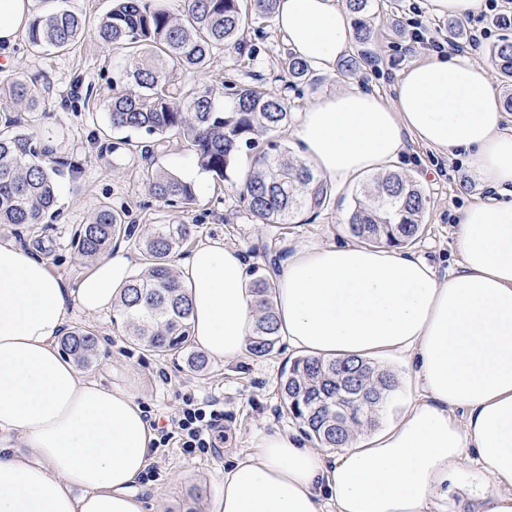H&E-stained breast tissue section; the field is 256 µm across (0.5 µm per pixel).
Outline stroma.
<instances>
[{
	"label": "stroma",
	"instance_id": "stroma-1",
	"mask_svg": "<svg viewBox=\"0 0 512 512\" xmlns=\"http://www.w3.org/2000/svg\"><path fill=\"white\" fill-rule=\"evenodd\" d=\"M377 36L370 45L353 44L352 55H366L361 71L351 77L317 73L315 81L287 90L294 114H301L318 97L352 87L391 99L393 87L414 64L432 56L430 47L408 51L416 24L428 25L439 37H447L449 25L463 27L464 19L449 21L433 15L429 0H378ZM68 9L80 15L86 30L66 52L31 50L26 32H19L12 47L0 46V81L32 77L47 86L49 94L36 112L0 106L44 134L52 150L51 164L63 165L67 177L59 191V215L51 224L0 227V239L12 240L43 259L53 275L77 285L93 266L78 256L71 244L78 225L87 223L102 204L125 210L126 220L137 232L150 224L183 222L192 225L191 240L181 250L189 256L203 244L220 241L243 251L251 276L270 273L272 262H285L297 247L329 242L349 243L353 237L348 220L359 181L334 188L331 202L320 213L305 212L288 224H256L238 201L237 190L214 180L200 169L195 155L180 135L169 136L164 150L149 159L139 148L123 143L124 135L108 124L106 105L112 80L124 70L121 51L99 42L93 34L99 20L112 8V0H68ZM285 43L275 19L254 24L241 49H228L212 57L201 71L185 76L187 88L221 80H236L261 89L278 88ZM407 174L422 178L428 198L423 232L410 251L439 276L458 270L460 257L454 248L455 223L473 199L489 195L488 187L471 178L462 158L408 142ZM164 168L194 184L199 202L187 211H176L155 201L147 191L152 170ZM115 311L97 314L74 311L70 327L93 332L99 354L82 366L83 375L106 385L134 390L158 424H166L186 397L197 401L219 400L224 410V444L218 449L187 452L178 442L152 452V460L140 489L152 512H207L209 500L223 485L224 458L251 448L260 434L279 428L299 430L288 415L279 391L294 353L279 342L273 355L221 364L208 362L205 371L190 367L185 356L160 358L130 342Z\"/></svg>",
	"mask_w": 512,
	"mask_h": 512
}]
</instances>
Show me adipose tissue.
<instances>
[{
  "instance_id": "adipose-tissue-1",
  "label": "adipose tissue",
  "mask_w": 512,
  "mask_h": 512,
  "mask_svg": "<svg viewBox=\"0 0 512 512\" xmlns=\"http://www.w3.org/2000/svg\"><path fill=\"white\" fill-rule=\"evenodd\" d=\"M276 25L325 73L352 42L339 0H278ZM294 136L337 187L403 162L412 139L463 155L472 179L496 193L460 213V266L445 278L393 248H296L274 297L289 348L378 364L398 354L418 395L395 423L341 450L305 446L289 430L262 435L225 458L207 512H446L469 464L480 473L474 512H512V125L486 69L432 57L404 74L391 101L355 87L316 100ZM178 267L198 349L241 360L255 321L243 252L202 245ZM131 269L119 249L71 288L0 239V512H147L139 480L155 432L141 404L84 377L58 348L70 307L115 308Z\"/></svg>"
}]
</instances>
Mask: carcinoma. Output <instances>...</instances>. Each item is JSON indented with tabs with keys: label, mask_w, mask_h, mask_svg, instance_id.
Instances as JSON below:
<instances>
[{
	"label": "carcinoma",
	"mask_w": 512,
	"mask_h": 512,
	"mask_svg": "<svg viewBox=\"0 0 512 512\" xmlns=\"http://www.w3.org/2000/svg\"><path fill=\"white\" fill-rule=\"evenodd\" d=\"M60 5L28 24L29 45L37 50L69 49L84 22ZM278 0H179V13L150 7L144 0H114L96 27L98 39L125 52L127 65L112 82L107 117L114 130L144 134L141 153L153 157L174 132L194 147L198 165L220 181L235 185L239 202L256 224H288L300 212L319 213L332 189L302 159L269 133L286 128L293 118L285 94L262 91L234 81L184 91L179 73L203 68L212 55L238 43L249 25L270 19ZM355 17V38L367 45L374 38L372 0H345ZM504 84V105L512 111V39L505 36L491 49ZM282 67L290 82L310 80L312 67L284 49ZM15 105L29 109L45 99L37 82L16 79L5 88ZM253 154L252 170L236 180L240 153ZM44 137L21 128L7 114L0 129V224L35 226L58 216L63 170L47 165ZM148 193L172 208L197 202L193 185L158 168L148 178ZM428 199L411 175L379 174L355 197L349 232L364 244L406 247L423 228ZM132 229L124 214L104 204L80 225L72 243L83 258L103 253ZM191 238L184 223L151 224L140 243L142 268L130 277L117 305L126 334L160 357L183 354L189 366L202 370L207 358L190 347L191 298L174 272L179 248ZM258 317L250 337L254 357L272 354L279 342L273 306L275 283L260 276L252 284ZM96 336L75 329L62 339V352L82 364L95 356ZM397 381L387 369L363 359L298 357L280 382L289 413L320 448H344L358 433L376 426Z\"/></svg>",
	"instance_id": "carcinoma-1"
}]
</instances>
